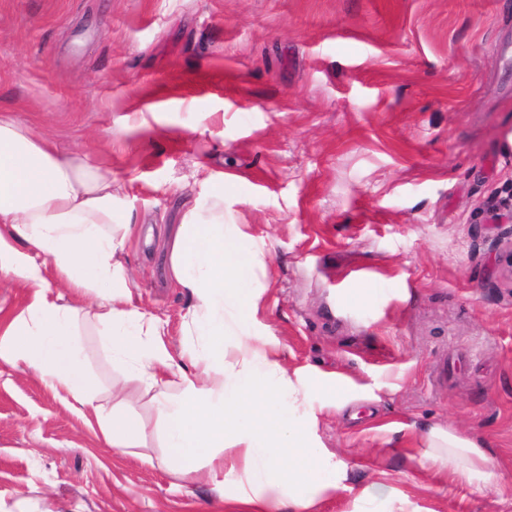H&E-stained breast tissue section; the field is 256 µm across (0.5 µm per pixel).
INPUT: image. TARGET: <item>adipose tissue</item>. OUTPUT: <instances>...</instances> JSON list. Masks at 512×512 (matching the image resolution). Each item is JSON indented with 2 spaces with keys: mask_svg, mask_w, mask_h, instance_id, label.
Wrapping results in <instances>:
<instances>
[{
  "mask_svg": "<svg viewBox=\"0 0 512 512\" xmlns=\"http://www.w3.org/2000/svg\"><path fill=\"white\" fill-rule=\"evenodd\" d=\"M116 200L110 172L59 154L0 116V224L12 231L11 239L0 237V272L37 289L26 316L10 325L9 361L26 362L67 400L93 411L109 448L134 447L145 423L104 413L77 352L61 342L76 317L96 320L113 357L150 393L155 428L181 472L207 466L212 481L233 488L242 512H310L345 481L347 466L322 451L304 375L282 366L257 318L260 259L239 225L225 223L223 192L185 214L170 260L174 286L195 300L184 324L202 338L185 352L188 372L174 367L167 321L131 302L121 256L137 227L119 216ZM42 255L78 304L53 299ZM228 342L231 363L224 360ZM423 438L422 465L454 481L499 486L486 442L440 425L425 427ZM408 505L396 489L373 483L358 491L352 512H408Z\"/></svg>",
  "mask_w": 512,
  "mask_h": 512,
  "instance_id": "1",
  "label": "adipose tissue"
}]
</instances>
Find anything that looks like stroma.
<instances>
[{"label": "stroma", "instance_id": "obj_1", "mask_svg": "<svg viewBox=\"0 0 512 512\" xmlns=\"http://www.w3.org/2000/svg\"><path fill=\"white\" fill-rule=\"evenodd\" d=\"M2 112L111 172L140 229L132 302L176 358L200 339L174 238L223 190L264 261L258 318L348 465L313 512L375 481L412 512H512V226L493 219L512 214V0H0ZM33 294L0 273V342ZM98 331L79 317L68 341L146 437L107 448L92 413L0 360V512H225ZM432 424L490 443L500 489L422 467Z\"/></svg>", "mask_w": 512, "mask_h": 512}]
</instances>
